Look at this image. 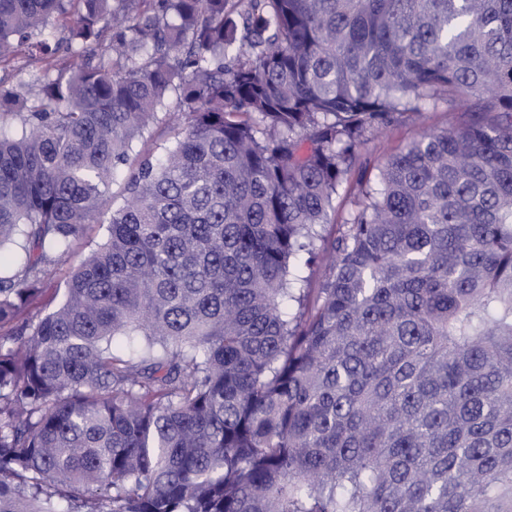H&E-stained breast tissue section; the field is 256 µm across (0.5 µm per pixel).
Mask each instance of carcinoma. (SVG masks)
Masks as SVG:
<instances>
[{
    "instance_id": "cac0c4a2",
    "label": "carcinoma",
    "mask_w": 512,
    "mask_h": 512,
    "mask_svg": "<svg viewBox=\"0 0 512 512\" xmlns=\"http://www.w3.org/2000/svg\"><path fill=\"white\" fill-rule=\"evenodd\" d=\"M21 47L73 62L0 94V512H512V0H0ZM464 119L459 109L441 103L413 121L394 126L385 136L368 134L359 149L357 167L373 175L391 155L424 130L457 127ZM353 200L354 195L350 193L347 186L339 191V196L334 202V210L330 212L329 224L322 226L324 240H330L338 233L346 212L352 207ZM106 225L89 224L83 233L71 242L68 254L59 260L43 281L42 295L29 310L30 315H36L38 312L44 315L58 305L63 298L65 282L71 268L79 264L96 244L101 242L106 233ZM293 264L298 267L299 274L306 280L304 288H308L310 295L313 296L317 288H321L323 279L322 264L315 265L312 263L310 266H307L305 265V258L294 260Z\"/></svg>"
}]
</instances>
